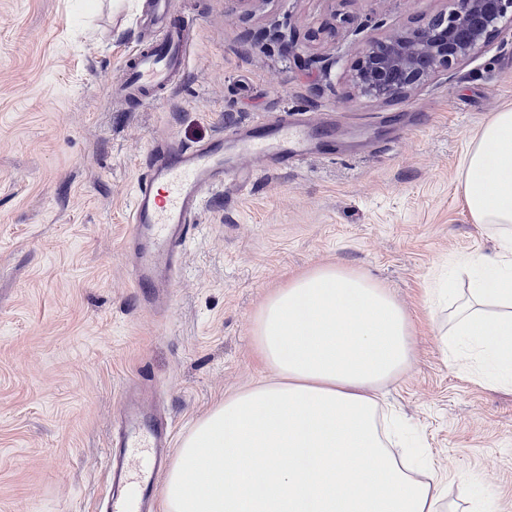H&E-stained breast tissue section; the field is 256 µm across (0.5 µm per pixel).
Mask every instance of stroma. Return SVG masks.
Instances as JSON below:
<instances>
[{"label":"stroma","mask_w":512,"mask_h":512,"mask_svg":"<svg viewBox=\"0 0 512 512\" xmlns=\"http://www.w3.org/2000/svg\"><path fill=\"white\" fill-rule=\"evenodd\" d=\"M147 0H0V512H96L123 391L186 435L224 396L269 377L253 343L267 297L344 265L409 316L412 356L387 401L423 438L460 507L512 512V390L445 360L436 273L491 256L460 190L470 138L512 107V37L392 102L356 97L363 42L450 10V0H179L195 23L181 81L143 108L110 85L140 41ZM297 35L300 57L255 39ZM333 151L259 167L216 189L168 299L140 306L121 252L154 143L208 141L284 113Z\"/></svg>","instance_id":"stroma-1"}]
</instances>
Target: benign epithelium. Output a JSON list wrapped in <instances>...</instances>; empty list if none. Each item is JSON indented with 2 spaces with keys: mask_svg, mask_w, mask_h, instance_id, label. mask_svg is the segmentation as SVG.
I'll return each mask as SVG.
<instances>
[{
  "mask_svg": "<svg viewBox=\"0 0 512 512\" xmlns=\"http://www.w3.org/2000/svg\"><path fill=\"white\" fill-rule=\"evenodd\" d=\"M448 13L391 37L368 40L349 81L360 97L392 101L431 77L481 54L512 28V0H453Z\"/></svg>",
  "mask_w": 512,
  "mask_h": 512,
  "instance_id": "benign-epithelium-1",
  "label": "benign epithelium"
}]
</instances>
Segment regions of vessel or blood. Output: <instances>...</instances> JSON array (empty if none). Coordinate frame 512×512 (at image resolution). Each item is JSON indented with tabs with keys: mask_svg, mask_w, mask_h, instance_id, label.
<instances>
[{
	"mask_svg": "<svg viewBox=\"0 0 512 512\" xmlns=\"http://www.w3.org/2000/svg\"><path fill=\"white\" fill-rule=\"evenodd\" d=\"M147 13L157 25L128 53L113 86L115 98L139 106L155 103L177 83L194 32L175 0H150ZM268 126L262 136L241 128L200 145L156 144L134 188L125 239L143 306H154L168 294L206 195L217 188L242 191L253 183L255 172L241 165L240 157L254 155L285 170L308 156L304 124L280 116ZM171 436L168 420H157L133 394L125 395L106 452L111 489L102 512H150L161 491Z\"/></svg>",
	"mask_w": 512,
	"mask_h": 512,
	"instance_id": "obj_1",
	"label": "vessel or blood"
}]
</instances>
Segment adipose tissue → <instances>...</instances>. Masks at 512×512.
<instances>
[{
  "mask_svg": "<svg viewBox=\"0 0 512 512\" xmlns=\"http://www.w3.org/2000/svg\"><path fill=\"white\" fill-rule=\"evenodd\" d=\"M475 223L499 238L466 260L464 292L434 289L441 349L512 387V108L470 140L462 182ZM406 311L342 265L313 269L270 295L253 342L273 377L226 396L181 438L163 512H453L452 475L409 447L379 400L411 355Z\"/></svg>",
  "mask_w": 512,
  "mask_h": 512,
  "instance_id": "ef3b65f1",
  "label": "adipose tissue"
}]
</instances>
